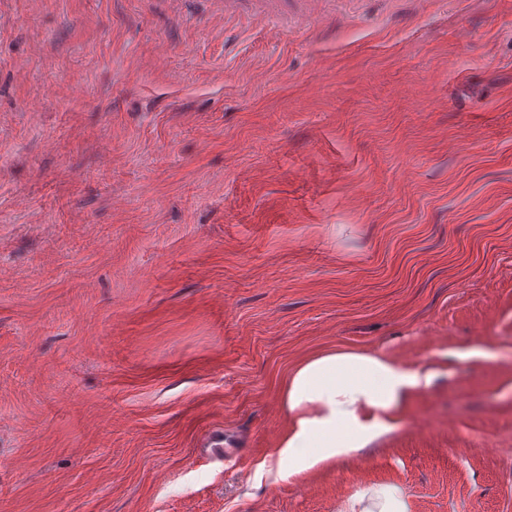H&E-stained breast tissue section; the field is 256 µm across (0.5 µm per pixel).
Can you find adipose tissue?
<instances>
[{
  "label": "adipose tissue",
  "mask_w": 512,
  "mask_h": 512,
  "mask_svg": "<svg viewBox=\"0 0 512 512\" xmlns=\"http://www.w3.org/2000/svg\"><path fill=\"white\" fill-rule=\"evenodd\" d=\"M435 378L430 369L374 352L328 350L304 358L281 391L288 421L276 450L281 475L313 471L389 435L409 391Z\"/></svg>",
  "instance_id": "obj_1"
}]
</instances>
